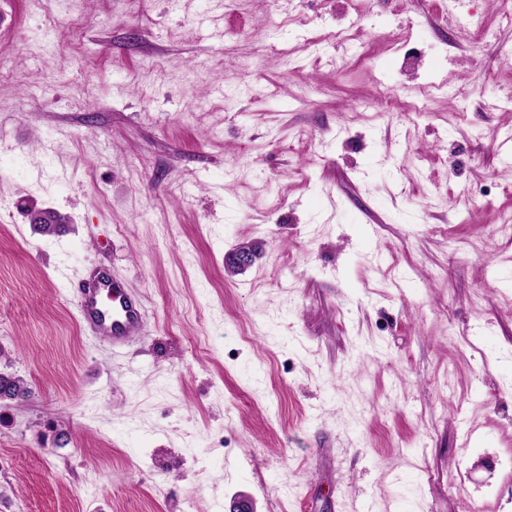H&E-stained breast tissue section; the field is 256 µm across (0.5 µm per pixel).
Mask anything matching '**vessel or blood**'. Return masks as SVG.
<instances>
[{
    "instance_id": "1",
    "label": "vessel or blood",
    "mask_w": 512,
    "mask_h": 512,
    "mask_svg": "<svg viewBox=\"0 0 512 512\" xmlns=\"http://www.w3.org/2000/svg\"><path fill=\"white\" fill-rule=\"evenodd\" d=\"M79 320L102 342L123 347L140 332L144 315L124 282L105 270L89 271L75 286Z\"/></svg>"
}]
</instances>
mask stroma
Segmentation results:
<instances>
[{"label":"stroma","instance_id":"1","mask_svg":"<svg viewBox=\"0 0 512 512\" xmlns=\"http://www.w3.org/2000/svg\"><path fill=\"white\" fill-rule=\"evenodd\" d=\"M2 49L0 372L33 395L0 512H512L502 0H0ZM96 267L146 314L119 353L79 323Z\"/></svg>","mask_w":512,"mask_h":512}]
</instances>
